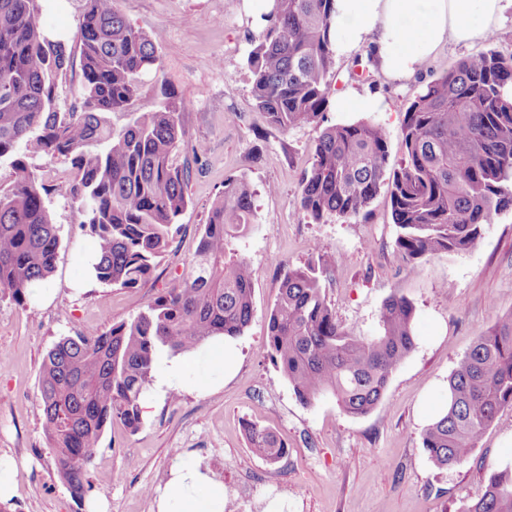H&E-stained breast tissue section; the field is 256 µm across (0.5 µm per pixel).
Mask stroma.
Wrapping results in <instances>:
<instances>
[{
    "instance_id": "obj_1",
    "label": "stroma",
    "mask_w": 512,
    "mask_h": 512,
    "mask_svg": "<svg viewBox=\"0 0 512 512\" xmlns=\"http://www.w3.org/2000/svg\"><path fill=\"white\" fill-rule=\"evenodd\" d=\"M123 15L155 36L169 89L183 102L190 144V202L169 252L152 276L132 289L89 282L85 266L95 241L61 187L74 171L69 162L37 158L49 192L45 198L60 240L49 286L50 303L0 299V456L15 463L9 512H88L58 481L37 403L38 375L60 339L104 331L130 319L186 275L208 212L227 175L245 177L256 190L253 226L238 245L255 280L252 320L234 339L237 368L215 386L182 392L179 402L153 396L137 432L106 427L93 459L108 476L105 512H156L155 490L164 489L177 460L207 468L224 484V512H459L482 495L490 463L512 457V407L501 409L471 458L437 468L421 431L430 400L448 395V378L497 318L512 314V210L485 225L479 245L406 263L397 250L398 229L387 191H380L368 219L312 224L297 206L299 179L308 168L321 126L286 132L256 112L247 55L259 30L244 0H117ZM86 0H45L40 25L76 45ZM471 47L440 48L428 71L395 82L371 68L361 78L355 58L340 55L332 97L345 91L383 99L384 112H340L328 106L331 124L371 121L390 133L391 164L404 156L400 126L422 87ZM341 254L326 295L336 317L356 334L378 328V310L391 293L416 308L417 344L393 374L383 402L361 417L344 414L333 396L299 401L265 356L267 317L288 267L303 264L313 245ZM255 422L277 432L288 455L269 464L251 452L244 432Z\"/></svg>"
}]
</instances>
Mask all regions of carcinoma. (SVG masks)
<instances>
[{"mask_svg":"<svg viewBox=\"0 0 512 512\" xmlns=\"http://www.w3.org/2000/svg\"><path fill=\"white\" fill-rule=\"evenodd\" d=\"M79 32L80 80L73 107L58 105L73 68L64 40L45 35L41 0H0V160L13 180L0 186V298L21 303L46 283L59 248L45 205L48 189L28 159L71 162L63 187L95 240V280L112 288L146 281L168 252L187 208L190 166L174 162L186 143L182 102L167 89L156 109L132 112L142 77L160 70L156 39L133 26L117 0H86ZM334 0H274L247 65L255 109L282 131L324 120L336 59ZM512 54L488 46L428 82L404 113L405 156L389 164V133L357 121L323 129L301 176L298 206L309 222L367 218L387 187L397 248L409 263L468 252L483 226L512 210ZM127 122L117 130L108 115ZM255 190L244 177L224 190L203 225L189 274L129 321L66 336L39 372L43 432L55 473L72 497L100 489L91 465L105 428L136 432L139 400L157 354H186L217 336L236 338L253 315L254 271L235 243L252 228ZM338 256L315 249L285 272L270 311L266 357L305 404L335 396L343 413L364 416L383 400L393 373L416 346L415 307L393 293L378 332L358 336L336 320L326 282ZM447 409L421 432L430 460H468L499 410L512 406V314L498 319L448 379ZM252 453L275 464L288 455L274 431L245 424ZM461 512H512V467H492L483 494Z\"/></svg>","mask_w":512,"mask_h":512,"instance_id":"1","label":"carcinoma"}]
</instances>
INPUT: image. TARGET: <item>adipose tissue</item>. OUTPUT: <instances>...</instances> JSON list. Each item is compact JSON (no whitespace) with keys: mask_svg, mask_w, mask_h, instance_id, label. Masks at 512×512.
Wrapping results in <instances>:
<instances>
[{"mask_svg":"<svg viewBox=\"0 0 512 512\" xmlns=\"http://www.w3.org/2000/svg\"><path fill=\"white\" fill-rule=\"evenodd\" d=\"M505 0H335L336 51L346 55L370 46L392 81L420 76L448 42L486 40L499 27ZM184 357L159 353L152 391L211 386L212 376L184 381ZM157 512H224V485L199 463L176 462L156 497Z\"/></svg>","mask_w":512,"mask_h":512,"instance_id":"adipose-tissue-1","label":"adipose tissue"}]
</instances>
